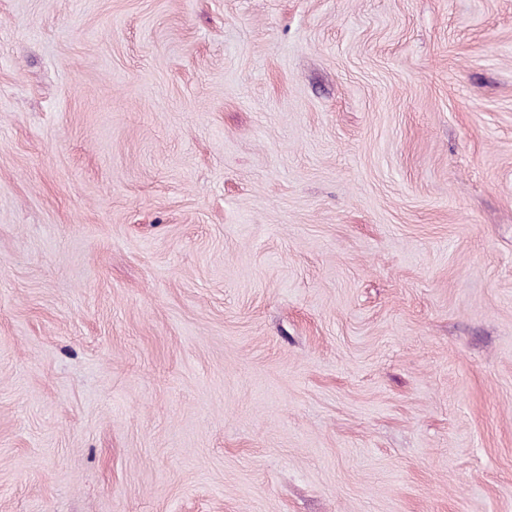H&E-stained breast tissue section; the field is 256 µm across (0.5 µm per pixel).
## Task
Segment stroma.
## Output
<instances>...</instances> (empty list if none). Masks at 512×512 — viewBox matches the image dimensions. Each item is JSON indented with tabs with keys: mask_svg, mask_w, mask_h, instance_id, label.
<instances>
[{
	"mask_svg": "<svg viewBox=\"0 0 512 512\" xmlns=\"http://www.w3.org/2000/svg\"><path fill=\"white\" fill-rule=\"evenodd\" d=\"M0 512H512V0H0Z\"/></svg>",
	"mask_w": 512,
	"mask_h": 512,
	"instance_id": "35a3bbf8",
	"label": "stroma"
}]
</instances>
